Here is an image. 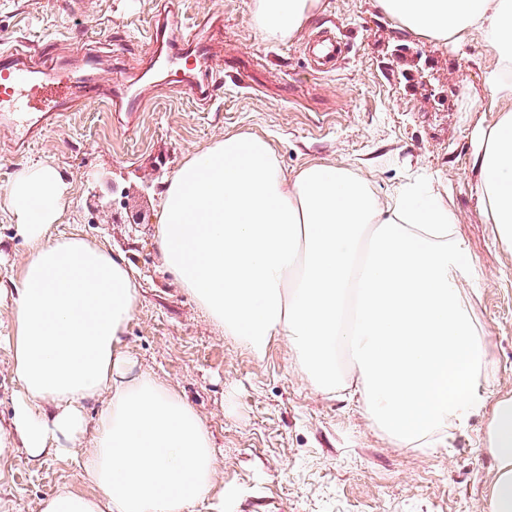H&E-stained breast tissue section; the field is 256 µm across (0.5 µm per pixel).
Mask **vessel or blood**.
<instances>
[{
  "instance_id": "obj_1",
  "label": "vessel or blood",
  "mask_w": 512,
  "mask_h": 512,
  "mask_svg": "<svg viewBox=\"0 0 512 512\" xmlns=\"http://www.w3.org/2000/svg\"><path fill=\"white\" fill-rule=\"evenodd\" d=\"M152 38L158 45L155 66L171 70L180 59L193 60L194 72L183 73L180 82L193 95L208 96L209 43L198 41L196 31L186 28L176 14L163 19ZM79 101L104 102L131 116L142 107L144 98L127 85L102 92L90 74L73 85L61 71L38 68L31 56L16 50L0 51V116L12 125L16 150H23L39 139Z\"/></svg>"
}]
</instances>
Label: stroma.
<instances>
[{
  "label": "stroma",
  "instance_id": "stroma-1",
  "mask_svg": "<svg viewBox=\"0 0 512 512\" xmlns=\"http://www.w3.org/2000/svg\"><path fill=\"white\" fill-rule=\"evenodd\" d=\"M255 0H176L190 22L223 21L213 38L218 80L208 100L185 93L152 66L159 0H0V45L46 46L53 57L83 50L97 58L98 83L144 91L141 112L125 118L104 104L66 113L23 152L0 124V424L8 425L19 386L6 341L10 293L32 245L6 204L13 175L46 164L65 186L51 237L77 234L107 248L139 285L122 338L130 376L152 373L202 418L215 445L217 482L193 512H489L495 462L486 430L496 402L512 397V249L502 246L476 190L475 144L500 107L486 89L495 64L478 35L465 48L422 37L383 13L377 0H320L292 38L271 41L253 21ZM332 29L351 50L336 69L311 62L314 38ZM254 135L281 170L334 165L385 197L409 182L432 186L452 213L471 259L459 279L463 301L486 344L484 397L463 428L430 448L394 440L354 389L349 360L336 388L303 375L285 337L254 353L226 335L168 267L156 227L169 179L217 140ZM111 210L89 206L91 188ZM140 224H115L124 209ZM108 395L86 401L85 432L63 452L34 459L0 456V512H41L64 487L96 494L82 476L83 450Z\"/></svg>",
  "mask_w": 512,
  "mask_h": 512
}]
</instances>
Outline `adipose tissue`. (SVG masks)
<instances>
[{
    "label": "adipose tissue",
    "mask_w": 512,
    "mask_h": 512,
    "mask_svg": "<svg viewBox=\"0 0 512 512\" xmlns=\"http://www.w3.org/2000/svg\"><path fill=\"white\" fill-rule=\"evenodd\" d=\"M320 0H257L269 39L295 35ZM419 35L464 43L478 32L497 59L486 77L506 100L475 151L477 191L512 248V0H378ZM65 187L48 165L15 174L6 193L33 248L11 295L10 345L20 386L0 456L31 458L80 441L82 404L108 393L84 452L88 496L63 489L42 512H191L214 485L215 449L200 416L150 375L127 378L121 337L138 296L130 267L104 247L48 235ZM157 243L183 288L226 334L262 352L287 337L308 378L334 388L349 352L370 416L390 436L428 447L481 406L486 364L457 276L470 265L452 214L403 189L382 198L360 176L318 164L286 176L269 144L227 136L171 177ZM49 403L53 413L40 405ZM486 443L497 463L490 512H512V398L498 401Z\"/></svg>",
    "instance_id": "obj_1"
}]
</instances>
